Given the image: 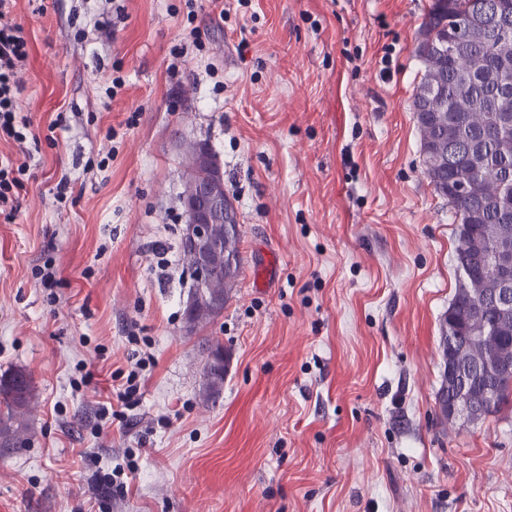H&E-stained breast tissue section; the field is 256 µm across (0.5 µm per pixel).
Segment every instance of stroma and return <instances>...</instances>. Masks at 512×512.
I'll use <instances>...</instances> for the list:
<instances>
[{
    "mask_svg": "<svg viewBox=\"0 0 512 512\" xmlns=\"http://www.w3.org/2000/svg\"><path fill=\"white\" fill-rule=\"evenodd\" d=\"M430 2L15 0L34 136L0 155L36 164L0 212V378L34 399L0 512H512V405L446 425L436 404L458 280L411 110ZM193 142L243 257L196 333L166 266ZM221 353V345L216 342L210 348L212 362L206 364V385L205 393L207 397L218 396L224 386V362L222 365L215 363V358Z\"/></svg>",
    "mask_w": 512,
    "mask_h": 512,
    "instance_id": "1",
    "label": "stroma"
}]
</instances>
